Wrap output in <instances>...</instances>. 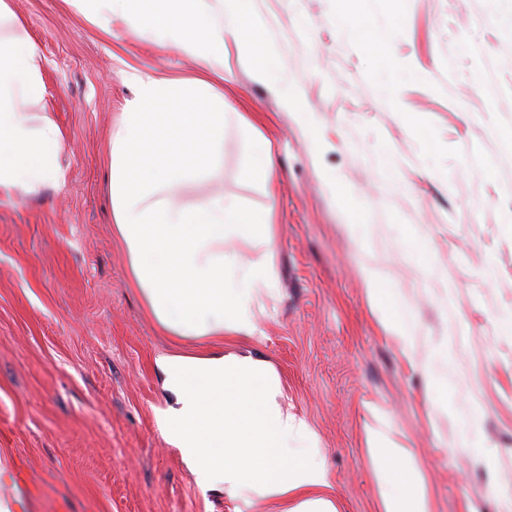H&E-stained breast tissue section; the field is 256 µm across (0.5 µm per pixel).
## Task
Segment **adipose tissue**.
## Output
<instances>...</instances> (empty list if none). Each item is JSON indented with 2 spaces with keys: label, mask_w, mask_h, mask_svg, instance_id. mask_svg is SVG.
<instances>
[{
  "label": "adipose tissue",
  "mask_w": 512,
  "mask_h": 512,
  "mask_svg": "<svg viewBox=\"0 0 512 512\" xmlns=\"http://www.w3.org/2000/svg\"><path fill=\"white\" fill-rule=\"evenodd\" d=\"M222 17L202 0H73L93 24L113 18L151 33L210 67L224 64V39L248 43L258 71L273 76L266 49L252 45L245 0H226ZM46 92L42 56L29 37L0 40V199L43 185L61 186L64 145L51 120L33 126L17 98ZM224 110L213 88L135 78V95L112 133L109 188L113 229L127 249L128 269L158 327L177 340L229 335L261 337L254 319L260 291L270 289L265 264L246 265L225 251L240 233L274 247L273 213L255 215L222 194L176 203L182 189L213 180L224 159ZM157 367L171 397L160 429L178 448L202 490L233 502L268 501L282 512H337L320 462L319 439L306 419L279 401L277 374L250 355L169 356ZM379 512H430V500L408 449L372 432Z\"/></svg>",
  "instance_id": "obj_1"
}]
</instances>
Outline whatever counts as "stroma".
<instances>
[{
    "mask_svg": "<svg viewBox=\"0 0 512 512\" xmlns=\"http://www.w3.org/2000/svg\"><path fill=\"white\" fill-rule=\"evenodd\" d=\"M10 4L44 57L28 110L66 137L63 187L0 201V457L28 467L21 512H278L203 492L159 428L157 359L230 353L275 370L338 512H378L379 423L413 453L431 512L512 505V0H385L380 42L337 28L344 0H248L275 84L230 39L219 79L121 19L105 32L68 0ZM135 74L209 80L247 119L224 127L216 185L180 198L217 187L273 207V251L227 244L274 269L259 339L178 342L140 302L108 189ZM256 131L278 158L268 187L245 175ZM372 273L408 337L373 308Z\"/></svg>",
    "mask_w": 512,
    "mask_h": 512,
    "instance_id": "obj_1",
    "label": "stroma"
}]
</instances>
